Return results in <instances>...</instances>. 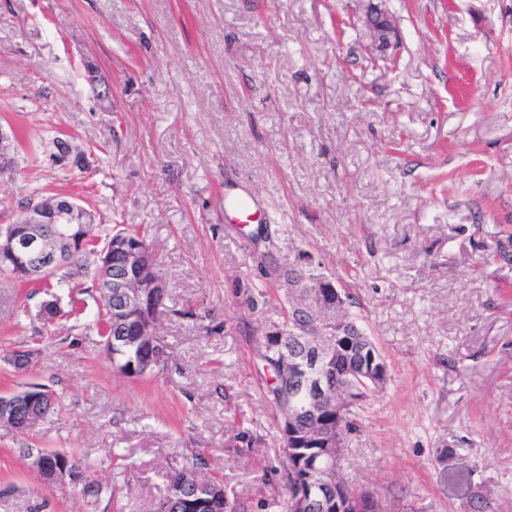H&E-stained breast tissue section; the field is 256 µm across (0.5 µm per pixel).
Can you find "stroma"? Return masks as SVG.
<instances>
[{
  "instance_id": "obj_1",
  "label": "stroma",
  "mask_w": 512,
  "mask_h": 512,
  "mask_svg": "<svg viewBox=\"0 0 512 512\" xmlns=\"http://www.w3.org/2000/svg\"><path fill=\"white\" fill-rule=\"evenodd\" d=\"M368 0H0V225L62 194L104 228L144 224L162 257L163 372L103 351L99 308L32 333L44 293L0 283V395L42 384L54 414L0 427V512H153L192 454L247 512H282L285 462L258 347L280 319L259 249L309 250L386 356L344 473L390 512H512V0H386L402 46L369 48ZM94 64L112 95L99 104ZM65 132L88 171L53 163ZM262 207L258 243L224 211ZM265 292L257 310L247 294ZM207 310L202 326L181 309ZM29 349L27 371L9 363ZM74 453L44 485L23 448ZM99 485V498L85 496ZM230 208L237 212L240 219H244V224L254 221L255 217L260 213L259 203L256 199L249 196H233L226 200Z\"/></svg>"
}]
</instances>
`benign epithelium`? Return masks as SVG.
<instances>
[{
  "instance_id": "7a95c632",
  "label": "benign epithelium",
  "mask_w": 512,
  "mask_h": 512,
  "mask_svg": "<svg viewBox=\"0 0 512 512\" xmlns=\"http://www.w3.org/2000/svg\"><path fill=\"white\" fill-rule=\"evenodd\" d=\"M371 39L372 48L380 56L397 53L400 42L395 25L384 10L374 7L365 17ZM59 147L51 159L59 164H72L85 167L88 161L72 156V149L66 139L58 138ZM13 137L10 131L0 126V169L13 166ZM92 216L79 206L70 204L65 208L48 211L40 206L26 210L21 219L0 231V264L8 267L14 275L25 282H37L50 289L51 274L70 266L71 257L83 251L90 238L89 224ZM122 257L124 274L113 275L112 257ZM94 265L97 271L95 285L107 297H115L118 307L113 309V320L123 322V314L134 307L142 311L139 324V335H159V307L156 301L167 289L166 281L149 267L144 248L129 240L108 239L96 242ZM311 287L317 295L310 299L304 298L295 304L293 312L297 316L315 314L320 317V329L313 336H302L309 346L318 354L330 351L335 345V338L346 335L343 314L345 302L335 287L334 282L326 277L310 279ZM68 316L61 305V297L55 293L39 306L37 319L54 325ZM286 379L296 388L308 392L309 402L302 411L288 412V435L298 436L300 422L307 417H316L324 409H336V425H330L316 435L318 445L324 448L325 470L327 481L322 483L323 491L315 495L311 483L315 478L311 475L296 479L295 490L299 506L305 512H353L355 500L352 492L337 476L343 468L345 448L349 447L351 434L345 429L344 418L350 408L347 396L348 386L359 381H369L379 390L388 381L387 367L373 359L369 367L361 371L346 372L338 376L339 384L330 388L324 377L317 370L315 363H301L289 358L283 360ZM40 388L29 386L25 390L0 398V423L10 422L18 429L28 428L30 410L38 406L43 408L52 401L50 395L38 394ZM35 466L42 468L59 484L76 479L77 470L71 467L65 456L50 457L43 452L34 454ZM368 512H387L381 494L372 488L363 490Z\"/></svg>"
}]
</instances>
